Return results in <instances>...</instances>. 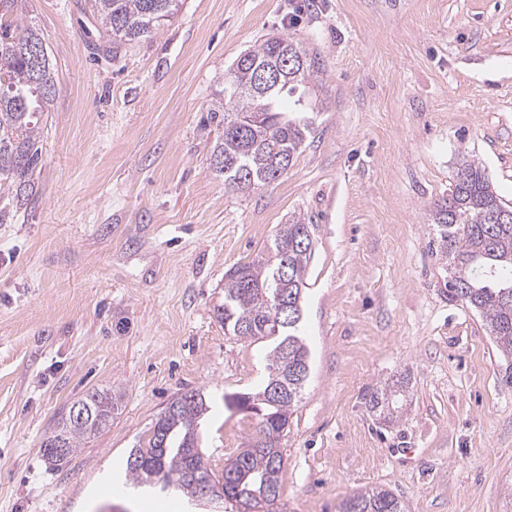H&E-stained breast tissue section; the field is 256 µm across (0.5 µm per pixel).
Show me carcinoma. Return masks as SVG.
Masks as SVG:
<instances>
[{"mask_svg": "<svg viewBox=\"0 0 512 512\" xmlns=\"http://www.w3.org/2000/svg\"><path fill=\"white\" fill-rule=\"evenodd\" d=\"M29 0H0V201L24 205L33 195L34 173L42 159V128L38 113L56 93L49 54L37 59L36 46L46 47L35 26L14 25ZM180 0H87L112 53L123 45L159 32L177 15ZM279 66L281 83L263 96L251 92L261 66ZM321 58L285 35L270 37L241 54L224 72V87L203 119L218 138L209 166L232 192H254L288 172L308 135L311 122L288 115L284 97L321 71ZM512 206L492 187L485 168L462 158L448 197L428 213L434 227L433 250L448 266V300L473 309L485 322L502 356L507 359L502 380L512 387V222L495 216ZM310 225L294 220L273 235L252 260L225 273L224 303L216 315L224 335L271 339L266 378L256 392L225 398L227 405L252 410L259 417L258 439L239 451L224 473L214 476L198 448L196 427L208 406L200 392L173 398L157 415L147 445L131 450L126 472L133 485L158 481L202 506L231 502L237 512H256L278 499L283 472L280 439L288 429L293 408L309 374V350L300 335L307 266L312 254ZM288 289V320L275 324L274 295ZM410 379L401 375L373 391L367 409L395 421L402 416ZM281 390L271 402L260 396ZM85 418L61 417L50 437L60 439L64 452L43 449L53 466L73 456L83 442L112 422L119 397L110 390H93L77 400ZM340 512H406L391 491L369 488L343 500Z\"/></svg>", "mask_w": 512, "mask_h": 512, "instance_id": "1", "label": "carcinoma"}]
</instances>
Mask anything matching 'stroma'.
I'll use <instances>...</instances> for the list:
<instances>
[{"mask_svg":"<svg viewBox=\"0 0 512 512\" xmlns=\"http://www.w3.org/2000/svg\"><path fill=\"white\" fill-rule=\"evenodd\" d=\"M83 4L30 0L21 18L57 93L35 196L0 223V512H133L88 495L192 390L221 474L258 427L224 398L261 384L269 347L225 335L224 274L294 218L313 237L311 363L276 512H338L375 486L407 512H512V387L479 315L445 296L427 221L465 155L512 204V0H182L115 54L96 51ZM283 34L323 60L312 132L287 174L227 191L202 118L235 59ZM403 372L388 425L366 402ZM102 388L121 396L111 425L46 463L56 420Z\"/></svg>","mask_w":512,"mask_h":512,"instance_id":"obj_1","label":"stroma"}]
</instances>
